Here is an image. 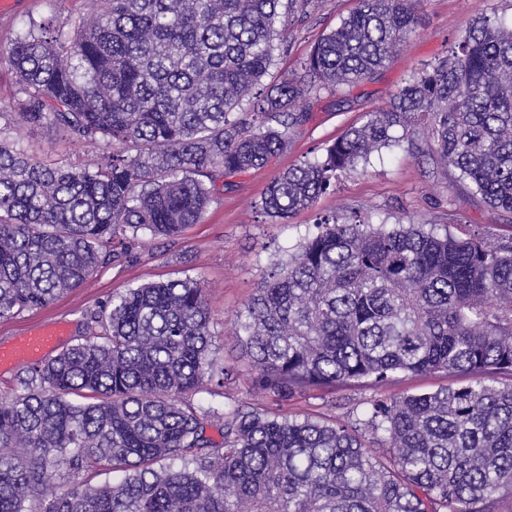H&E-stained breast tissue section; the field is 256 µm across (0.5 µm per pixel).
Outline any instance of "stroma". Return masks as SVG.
Returning a JSON list of instances; mask_svg holds the SVG:
<instances>
[{"mask_svg":"<svg viewBox=\"0 0 512 512\" xmlns=\"http://www.w3.org/2000/svg\"><path fill=\"white\" fill-rule=\"evenodd\" d=\"M355 5L356 0H319L311 18L292 28L290 50L278 57L275 74L299 70L322 33L334 28ZM94 7V0H17L15 6L0 11V45L9 44L29 19L46 18L62 27ZM482 12L511 20L512 0H425L415 33L384 69L356 87L342 88L336 96L324 95L312 102L309 123L292 136L287 150L271 165L231 178L202 222L190 226L176 244L162 239L136 244L127 262L99 269L82 287L41 308L0 320V345L62 321L68 323L69 333L61 345L69 347L84 338L90 313L127 289L198 278L207 288L220 364L233 374L225 379L222 395L198 394L193 401L205 408L257 404L262 397L252 388L234 336L237 316L266 267L287 258L319 217L333 214L342 218L353 209L374 224L441 223L452 208L448 200L453 197L457 200L453 208L469 231L512 232V216L472 204L450 175L420 163L403 147L373 158L366 171L343 177L334 193L320 197L312 208L297 212L287 223L276 224L257 215V206L276 174L313 159L347 127L363 122L367 112L386 105L416 71L446 56L471 17ZM8 137L46 161L88 164L99 154L94 146L71 144L44 128L17 127L9 130ZM374 393L368 385L307 391L289 401L287 410L292 415L322 416L351 424Z\"/></svg>","mask_w":512,"mask_h":512,"instance_id":"obj_1","label":"stroma"}]
</instances>
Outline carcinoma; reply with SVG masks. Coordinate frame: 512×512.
<instances>
[{
    "instance_id": "obj_1",
    "label": "carcinoma",
    "mask_w": 512,
    "mask_h": 512,
    "mask_svg": "<svg viewBox=\"0 0 512 512\" xmlns=\"http://www.w3.org/2000/svg\"><path fill=\"white\" fill-rule=\"evenodd\" d=\"M420 4L358 0L279 78L315 0H95L69 30L30 20L0 50L18 85L0 119L101 154L47 163L0 137V319L123 263L143 235L175 242L227 179L288 149L311 101L383 67ZM404 141L512 214V25L475 16L385 106L275 176L261 211L285 223ZM90 325L0 399V512H497L512 489V233L331 214L272 263L235 333L260 393L466 376L378 393L353 425L194 404L224 386L197 279L130 288ZM106 472L124 477L91 484Z\"/></svg>"
}]
</instances>
